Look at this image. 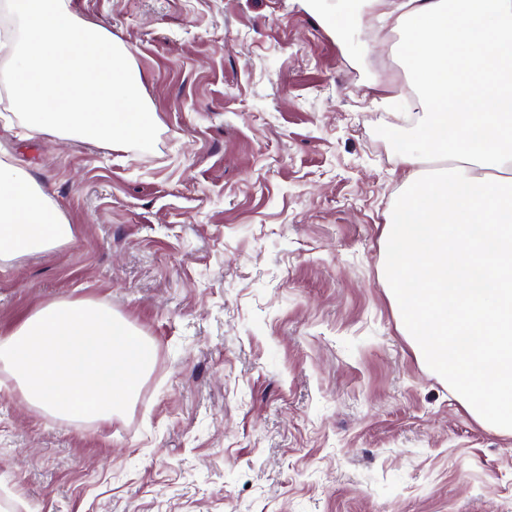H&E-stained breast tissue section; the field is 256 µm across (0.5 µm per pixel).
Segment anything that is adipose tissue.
<instances>
[{
    "label": "adipose tissue",
    "instance_id": "adipose-tissue-1",
    "mask_svg": "<svg viewBox=\"0 0 512 512\" xmlns=\"http://www.w3.org/2000/svg\"><path fill=\"white\" fill-rule=\"evenodd\" d=\"M412 44L420 114L402 145L406 194L386 219L384 275L421 358L485 426L512 434V0H361ZM7 90L22 127L114 148L147 142L155 114L127 47L69 0H0ZM443 174L423 179L430 156ZM73 229L45 190L0 160V266L55 251ZM151 340L111 308L59 299L0 335V368L58 419L111 420L154 366Z\"/></svg>",
    "mask_w": 512,
    "mask_h": 512
}]
</instances>
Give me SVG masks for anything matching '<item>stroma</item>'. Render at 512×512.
<instances>
[{
  "label": "stroma",
  "mask_w": 512,
  "mask_h": 512,
  "mask_svg": "<svg viewBox=\"0 0 512 512\" xmlns=\"http://www.w3.org/2000/svg\"><path fill=\"white\" fill-rule=\"evenodd\" d=\"M128 47L148 143L0 152L73 226L0 268V332L92 299L156 347L111 423L0 389V512H512V435L399 328L383 270L414 124L389 27L296 0H70Z\"/></svg>",
  "instance_id": "1"
}]
</instances>
